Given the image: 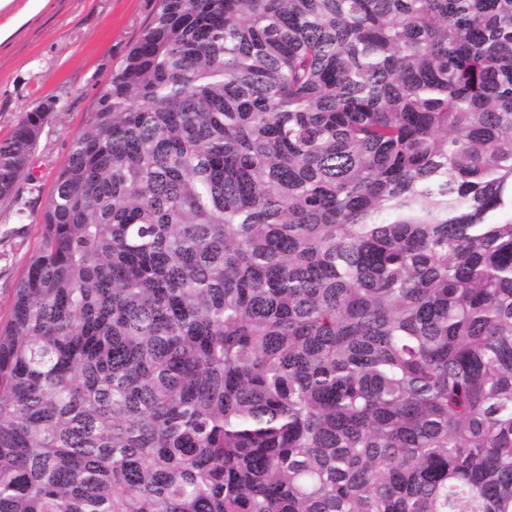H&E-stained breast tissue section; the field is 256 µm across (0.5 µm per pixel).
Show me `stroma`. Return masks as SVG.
Wrapping results in <instances>:
<instances>
[{
  "instance_id": "obj_1",
  "label": "stroma",
  "mask_w": 512,
  "mask_h": 512,
  "mask_svg": "<svg viewBox=\"0 0 512 512\" xmlns=\"http://www.w3.org/2000/svg\"><path fill=\"white\" fill-rule=\"evenodd\" d=\"M157 0H51L48 11L0 47V138L46 98L57 110L31 155L18 195L0 199V323L39 246V216L72 140L84 129L97 95L125 57ZM26 207L18 219V207Z\"/></svg>"
}]
</instances>
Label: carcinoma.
Wrapping results in <instances>:
<instances>
[{
	"instance_id": "1",
	"label": "carcinoma",
	"mask_w": 512,
	"mask_h": 512,
	"mask_svg": "<svg viewBox=\"0 0 512 512\" xmlns=\"http://www.w3.org/2000/svg\"><path fill=\"white\" fill-rule=\"evenodd\" d=\"M40 224L0 512H512V0H158Z\"/></svg>"
}]
</instances>
